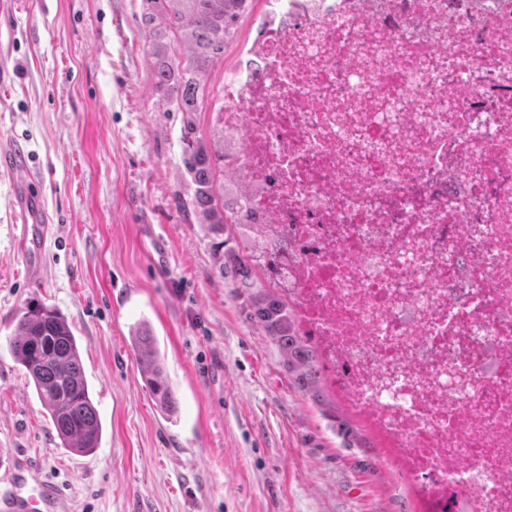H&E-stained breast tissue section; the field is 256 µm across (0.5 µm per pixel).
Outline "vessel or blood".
I'll return each mask as SVG.
<instances>
[{"mask_svg": "<svg viewBox=\"0 0 512 512\" xmlns=\"http://www.w3.org/2000/svg\"><path fill=\"white\" fill-rule=\"evenodd\" d=\"M0 166L19 172L14 198L15 218L21 226L19 245L31 255V274H38L39 255L48 226L41 195L28 179L27 160L17 159L14 151L0 152ZM8 488L0 493V512H63L62 497L29 459L15 458L7 474Z\"/></svg>", "mask_w": 512, "mask_h": 512, "instance_id": "b4317fda", "label": "vessel or blood"}]
</instances>
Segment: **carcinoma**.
<instances>
[{
	"label": "carcinoma",
	"instance_id": "cac0c4a2",
	"mask_svg": "<svg viewBox=\"0 0 512 512\" xmlns=\"http://www.w3.org/2000/svg\"><path fill=\"white\" fill-rule=\"evenodd\" d=\"M249 6V0H166L162 19L176 39L188 40L195 52L184 61L182 110L195 112L205 95L202 75L210 57L224 52L236 33L235 19ZM195 186L194 200L203 218L218 232L235 223L224 211V167L201 152L188 162ZM265 241L254 233L241 241L237 270L243 284L260 270L259 257ZM254 319L278 337L288 369L297 373L303 384L319 382L320 353L309 339L295 330V306L276 295L255 306ZM131 345L142 364L145 384L161 412H176L173 387L167 377L165 357L160 353L149 324L142 321L131 329ZM14 355L38 398L48 411L61 445L88 454L99 445L102 425L91 398L76 338L67 319L57 310L40 306L20 311L11 340Z\"/></svg>",
	"mask_w": 512,
	"mask_h": 512
}]
</instances>
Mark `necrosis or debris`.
<instances>
[{
	"instance_id": "necrosis-or-debris-1",
	"label": "necrosis or debris",
	"mask_w": 512,
	"mask_h": 512,
	"mask_svg": "<svg viewBox=\"0 0 512 512\" xmlns=\"http://www.w3.org/2000/svg\"><path fill=\"white\" fill-rule=\"evenodd\" d=\"M223 107L265 271L419 512H512V0H274Z\"/></svg>"
}]
</instances>
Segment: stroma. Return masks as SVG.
Instances as JSON below:
<instances>
[{
  "label": "stroma",
  "mask_w": 512,
  "mask_h": 512,
  "mask_svg": "<svg viewBox=\"0 0 512 512\" xmlns=\"http://www.w3.org/2000/svg\"><path fill=\"white\" fill-rule=\"evenodd\" d=\"M209 63L198 111L160 60L188 55L157 0H0V146L30 154L56 225L25 275L17 173L0 169V492L5 464L35 462L65 512H418L408 479L327 380L301 388L252 317L259 288L231 260L237 225L214 232L194 204L187 160L217 121L224 67ZM44 304L77 338L103 432L61 447L10 347L19 311ZM151 324L178 413L167 420L130 342Z\"/></svg>",
  "instance_id": "stroma-1"
}]
</instances>
